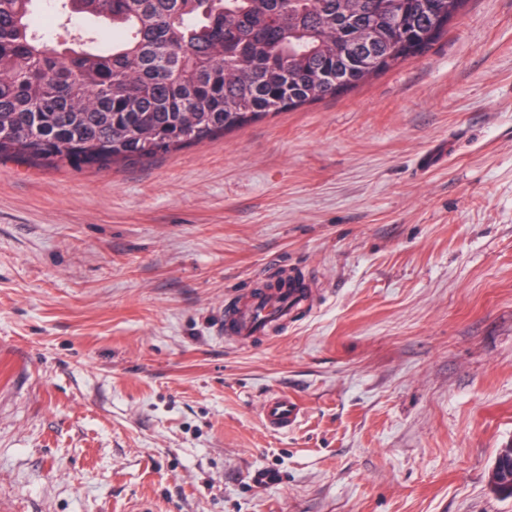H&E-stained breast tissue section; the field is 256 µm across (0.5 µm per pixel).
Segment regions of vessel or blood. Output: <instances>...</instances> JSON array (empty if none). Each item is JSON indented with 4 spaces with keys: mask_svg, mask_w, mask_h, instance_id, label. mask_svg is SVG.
Instances as JSON below:
<instances>
[{
    "mask_svg": "<svg viewBox=\"0 0 512 512\" xmlns=\"http://www.w3.org/2000/svg\"><path fill=\"white\" fill-rule=\"evenodd\" d=\"M287 288H254L224 306V332L240 340H260L277 334L302 315L311 313L314 302L306 277L289 269ZM301 408L285 394L268 397L261 408L263 424L271 431L285 433L298 422Z\"/></svg>",
    "mask_w": 512,
    "mask_h": 512,
    "instance_id": "b4317fda",
    "label": "vessel or blood"
}]
</instances>
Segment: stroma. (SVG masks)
<instances>
[{
  "instance_id": "1",
  "label": "stroma",
  "mask_w": 512,
  "mask_h": 512,
  "mask_svg": "<svg viewBox=\"0 0 512 512\" xmlns=\"http://www.w3.org/2000/svg\"><path fill=\"white\" fill-rule=\"evenodd\" d=\"M282 266L314 311L225 336ZM511 444L512 0L212 141L0 159V512H512ZM301 414L297 402L290 399L288 394H274L268 397L261 408L263 424L271 431L287 433L292 429ZM495 488L507 497H512V446L502 448L492 471Z\"/></svg>"
}]
</instances>
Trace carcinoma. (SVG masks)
Listing matches in <instances>:
<instances>
[{
	"label": "carcinoma",
	"instance_id": "carcinoma-1",
	"mask_svg": "<svg viewBox=\"0 0 512 512\" xmlns=\"http://www.w3.org/2000/svg\"><path fill=\"white\" fill-rule=\"evenodd\" d=\"M40 2L0 0V158L106 170L352 91L466 0H51L50 32Z\"/></svg>",
	"mask_w": 512,
	"mask_h": 512
}]
</instances>
